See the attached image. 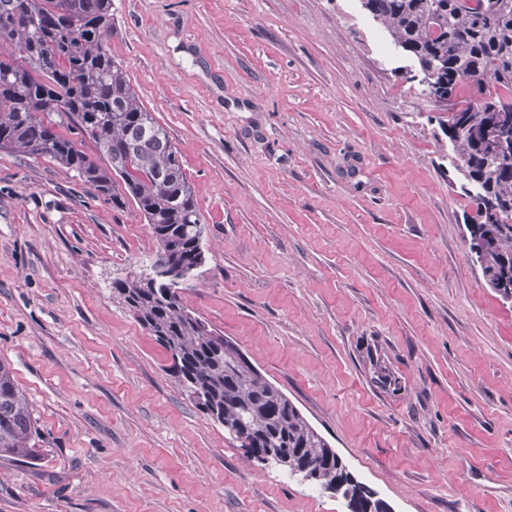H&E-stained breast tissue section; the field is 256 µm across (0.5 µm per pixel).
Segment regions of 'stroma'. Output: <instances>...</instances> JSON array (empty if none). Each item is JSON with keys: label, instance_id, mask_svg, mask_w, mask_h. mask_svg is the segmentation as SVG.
<instances>
[{"label": "stroma", "instance_id": "35a3bbf8", "mask_svg": "<svg viewBox=\"0 0 512 512\" xmlns=\"http://www.w3.org/2000/svg\"><path fill=\"white\" fill-rule=\"evenodd\" d=\"M112 26L204 224L184 304L390 512H512V302L467 258L457 156L362 0H112ZM156 251L133 199L0 150V362L41 448L0 456V512H348L181 394L112 294Z\"/></svg>", "mask_w": 512, "mask_h": 512}]
</instances>
